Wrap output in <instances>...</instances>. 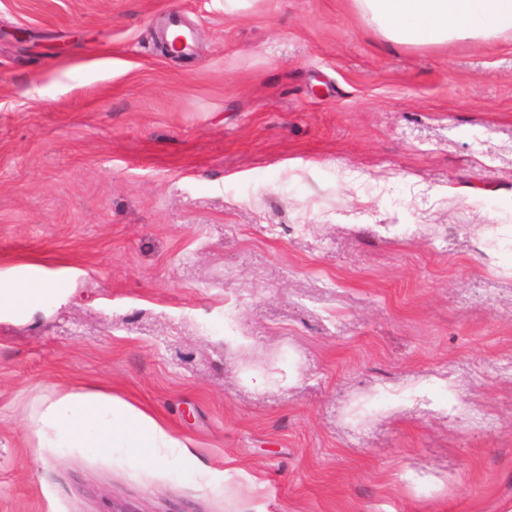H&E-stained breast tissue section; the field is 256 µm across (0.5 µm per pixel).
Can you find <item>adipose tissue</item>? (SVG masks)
Segmentation results:
<instances>
[{"mask_svg":"<svg viewBox=\"0 0 512 512\" xmlns=\"http://www.w3.org/2000/svg\"><path fill=\"white\" fill-rule=\"evenodd\" d=\"M365 19L399 44H442L512 32V0H358ZM39 420L62 448H174L154 419L99 394L49 397Z\"/></svg>","mask_w":512,"mask_h":512,"instance_id":"1","label":"adipose tissue"}]
</instances>
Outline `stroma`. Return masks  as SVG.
<instances>
[{
    "label": "stroma",
    "instance_id": "35a3bbf8",
    "mask_svg": "<svg viewBox=\"0 0 512 512\" xmlns=\"http://www.w3.org/2000/svg\"><path fill=\"white\" fill-rule=\"evenodd\" d=\"M0 276L58 285L0 313V512H512V33L0 0ZM71 390L179 448L58 447Z\"/></svg>",
    "mask_w": 512,
    "mask_h": 512
}]
</instances>
